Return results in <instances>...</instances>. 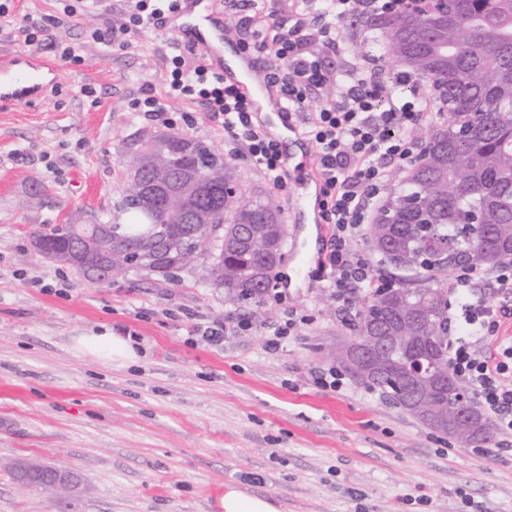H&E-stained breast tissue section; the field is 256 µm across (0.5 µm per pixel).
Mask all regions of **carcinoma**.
Listing matches in <instances>:
<instances>
[{"label":"carcinoma","mask_w":512,"mask_h":512,"mask_svg":"<svg viewBox=\"0 0 512 512\" xmlns=\"http://www.w3.org/2000/svg\"><path fill=\"white\" fill-rule=\"evenodd\" d=\"M397 16L396 21L391 15L374 20L376 39L398 66L415 73L424 84L433 78L444 82L441 95L448 122L428 131L429 148L392 190L370 228L372 242L387 246L380 250L382 256L396 267L417 271L422 285L358 302L357 335H363L371 317L383 313L401 324V335L412 336L401 310L421 309L435 336L433 362L446 371L448 299L437 284L442 266H423L416 259L421 254L440 257L464 251L476 266L488 268L499 260L485 247L512 242V0H450L448 15H431L418 25L406 10ZM123 155L130 178L146 175L155 155L164 156L176 171L193 169L203 180L222 162L204 142L174 133L154 134L148 156L133 152L128 139ZM224 180H236L235 164L224 163ZM130 192V186H125L121 204L125 222L99 224L112 238V275L139 270L170 278L206 258L211 287L241 300L264 298L271 284L274 254L284 246L283 220L272 198L226 196L218 205L213 195L223 194L219 188L196 197V209L206 216L204 223L195 225L183 240V250L168 249L157 256L154 242L170 236L179 213L162 206L149 214L130 201ZM408 197L419 200L417 209L405 204ZM473 213L478 215L477 224L460 227ZM221 224L223 236H210L208 227ZM34 242L48 246L53 251L49 259L58 262L67 250L96 248L93 239L80 236L66 224L37 232ZM123 253L137 254L140 259L129 264L121 257ZM412 354L408 341L389 353L385 374L361 380L394 395ZM473 411L481 428L474 443L486 444L493 439L494 429L478 408Z\"/></svg>","instance_id":"carcinoma-1"}]
</instances>
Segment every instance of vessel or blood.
<instances>
[{
	"label": "vessel or blood",
	"instance_id": "obj_1",
	"mask_svg": "<svg viewBox=\"0 0 512 512\" xmlns=\"http://www.w3.org/2000/svg\"><path fill=\"white\" fill-rule=\"evenodd\" d=\"M158 28L194 52L225 83L238 88L251 107H258L263 101L272 102L271 112L264 114L260 125L278 143L286 160L288 178L297 190V210L308 223H319L322 182L313 167L312 146L289 117L276 86L258 67L255 57L227 34L218 0H179L178 9L165 16ZM58 69L56 60L37 52L1 56L0 106L16 105L54 92Z\"/></svg>",
	"mask_w": 512,
	"mask_h": 512
}]
</instances>
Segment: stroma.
<instances>
[{
  "mask_svg": "<svg viewBox=\"0 0 512 512\" xmlns=\"http://www.w3.org/2000/svg\"><path fill=\"white\" fill-rule=\"evenodd\" d=\"M63 12V0H10L0 51L58 56L55 93L0 111V512H223L233 485L278 512H512V436L480 455L429 428L380 390L348 376L344 391L317 386L355 335L356 311L322 280L297 273L292 246L271 274L280 304L240 301L210 287L203 263L169 280L130 272L89 280L40 255L35 231L120 219L124 139L148 128L128 102L163 93L171 35L145 26L130 48L90 36L119 18L125 0ZM45 41L25 43L26 21ZM333 72L359 64L349 46L367 17L338 21ZM202 141L237 167L245 198L273 197L293 227L294 187L277 190L237 154L224 122L197 101L179 103ZM311 315L298 335L269 347L289 309ZM228 323L223 342L206 327ZM103 326L140 338L144 358L105 366L80 355L76 337ZM33 459L79 473L73 491L21 489L6 465Z\"/></svg>",
  "mask_w": 512,
  "mask_h": 512,
  "instance_id": "stroma-1",
  "label": "stroma"
}]
</instances>
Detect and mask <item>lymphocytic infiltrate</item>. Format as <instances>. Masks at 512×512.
<instances>
[{
  "mask_svg": "<svg viewBox=\"0 0 512 512\" xmlns=\"http://www.w3.org/2000/svg\"><path fill=\"white\" fill-rule=\"evenodd\" d=\"M125 16L95 29L91 37L106 46L130 47V37L144 25L175 9L178 0H129ZM406 0H292L287 17L269 21L256 0H224V13H247L251 36L240 38L249 52L271 59V81L314 148L323 181L320 217L334 228V243L318 265L328 275L333 299L351 305L388 288L370 262L351 243L372 223L374 211L388 186L392 168H408L417 152L416 133L427 107V97L412 73L398 72L386 79L376 54L363 56L361 66L334 73L324 65L339 41L337 27L319 21L320 13L344 18L351 13L373 17L403 10ZM335 85L334 97L313 104L312 93ZM185 100L202 102L207 111L223 118L227 138L268 176L279 190L288 177L278 144L257 125L251 106L239 90L225 84L180 49L167 57L163 97L133 101L132 111L151 122L175 128L176 105ZM492 279L504 297L512 296V261L490 270L460 271L451 283L455 305L449 316L455 332L449 337L448 368L472 394L495 427L512 434V341L499 340V307L478 294V281ZM493 344L480 353L476 344Z\"/></svg>",
  "mask_w": 512,
  "mask_h": 512,
  "instance_id": "lymphocytic-infiltrate-1",
  "label": "lymphocytic infiltrate"
}]
</instances>
